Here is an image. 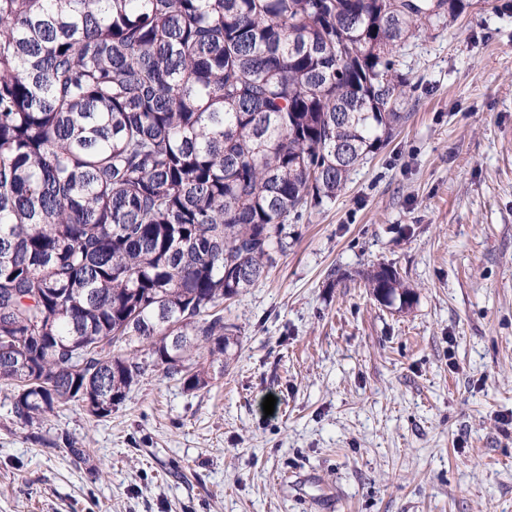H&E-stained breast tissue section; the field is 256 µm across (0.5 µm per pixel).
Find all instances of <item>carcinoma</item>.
<instances>
[{"label":"carcinoma","mask_w":512,"mask_h":512,"mask_svg":"<svg viewBox=\"0 0 512 512\" xmlns=\"http://www.w3.org/2000/svg\"><path fill=\"white\" fill-rule=\"evenodd\" d=\"M391 0H0V384L30 425L104 419L149 368L189 391L224 302L401 120ZM385 306L414 290L365 274Z\"/></svg>","instance_id":"obj_1"}]
</instances>
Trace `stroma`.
<instances>
[{
    "instance_id": "stroma-1",
    "label": "stroma",
    "mask_w": 512,
    "mask_h": 512,
    "mask_svg": "<svg viewBox=\"0 0 512 512\" xmlns=\"http://www.w3.org/2000/svg\"><path fill=\"white\" fill-rule=\"evenodd\" d=\"M503 2L397 47L404 121L225 304L238 343L207 389L153 371L110 418L69 405L34 426L0 390V512H512ZM380 263L411 310L365 288Z\"/></svg>"
}]
</instances>
